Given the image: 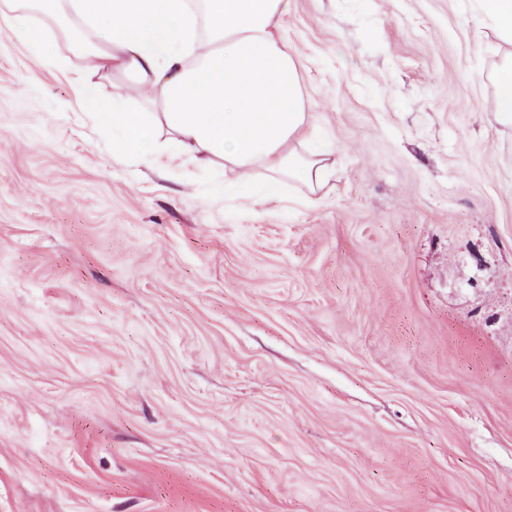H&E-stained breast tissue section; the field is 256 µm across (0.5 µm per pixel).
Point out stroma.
<instances>
[{
    "mask_svg": "<svg viewBox=\"0 0 512 512\" xmlns=\"http://www.w3.org/2000/svg\"><path fill=\"white\" fill-rule=\"evenodd\" d=\"M0 512H512V130L473 0H291L336 172L113 154L126 76L0 0Z\"/></svg>",
    "mask_w": 512,
    "mask_h": 512,
    "instance_id": "1",
    "label": "stroma"
}]
</instances>
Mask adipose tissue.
Instances as JSON below:
<instances>
[{
	"instance_id": "adipose-tissue-1",
	"label": "adipose tissue",
	"mask_w": 512,
	"mask_h": 512,
	"mask_svg": "<svg viewBox=\"0 0 512 512\" xmlns=\"http://www.w3.org/2000/svg\"><path fill=\"white\" fill-rule=\"evenodd\" d=\"M86 23L79 39L90 73L128 76L106 101L89 87L84 108L112 131L113 153L151 161L167 138L197 165L223 166L237 185L264 175L317 192L329 165L304 152L312 114L295 57L281 35L289 0H67ZM487 119L512 127V51L499 65ZM155 113H147L145 104Z\"/></svg>"
}]
</instances>
